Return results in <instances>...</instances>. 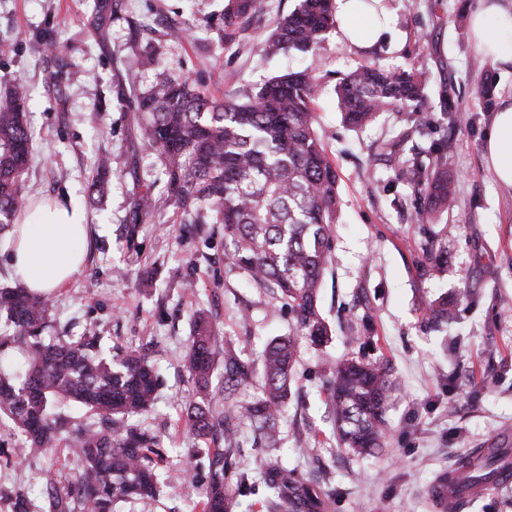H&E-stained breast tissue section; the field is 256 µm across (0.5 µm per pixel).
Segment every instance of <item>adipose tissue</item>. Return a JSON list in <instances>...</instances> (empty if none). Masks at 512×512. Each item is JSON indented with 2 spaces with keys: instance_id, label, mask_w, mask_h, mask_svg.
<instances>
[{
  "instance_id": "obj_1",
  "label": "adipose tissue",
  "mask_w": 512,
  "mask_h": 512,
  "mask_svg": "<svg viewBox=\"0 0 512 512\" xmlns=\"http://www.w3.org/2000/svg\"><path fill=\"white\" fill-rule=\"evenodd\" d=\"M340 21L339 38L369 49L390 24L362 0H334ZM477 52L490 60L512 64V0H478L471 13ZM483 155L496 180L512 185V93L503 96L483 144ZM23 219L11 231L10 265L29 291L49 295L79 271L89 226L81 205L72 197L26 201Z\"/></svg>"
}]
</instances>
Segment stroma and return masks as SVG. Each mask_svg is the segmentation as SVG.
I'll return each instance as SVG.
<instances>
[{
  "label": "stroma",
  "instance_id": "obj_1",
  "mask_svg": "<svg viewBox=\"0 0 512 512\" xmlns=\"http://www.w3.org/2000/svg\"><path fill=\"white\" fill-rule=\"evenodd\" d=\"M221 4L122 0L103 51L89 24L95 0H0V41L13 46L0 56V82L17 78L29 88L32 161L23 193L73 197L86 204L93 227L82 270L51 296L54 324L75 339L100 336L104 349L134 351L157 366L164 381L157 403L129 423L160 437L162 470L192 465L202 478L209 448L224 442L198 438L180 422L196 398L182 367L191 315L211 317L219 339L243 346L251 359L287 334L293 319L227 265L222 225L185 223L167 198L154 152L132 142V114L113 81L132 49L146 60L129 78L141 91L159 68L225 98L307 66L297 54L263 59L255 52L295 0H262L251 26L230 39L211 22ZM475 4L395 0V23L375 47L358 51L331 32L319 57L316 130L338 176L339 222L321 292L333 339L322 348L300 345L277 454L303 474L326 472L336 490L330 512H439L428 495L433 474L512 425V187L495 180L482 154L499 100L512 91V66L480 68L470 28ZM174 23L190 24L188 41H166ZM45 38L67 63L58 87ZM371 60L423 73L428 96L352 128L337 109L334 87ZM440 144L456 206L422 222L423 196L398 173L405 159H427ZM100 154L110 157L112 175L102 203L92 207L88 186ZM137 185L152 186L158 206L131 235L126 216ZM441 251V271L431 274L430 256ZM465 288L467 302L458 298ZM441 295L455 301V317L433 326L424 309ZM346 356L387 361L400 382L386 412L384 451L362 460L339 448L322 388L330 364ZM23 442L10 422L0 423V512H14L20 499L30 512H53L47 480L74 492L78 464L62 444L16 457ZM303 447L310 450L304 457ZM196 501L188 483L165 480L155 499L118 504L117 512H194Z\"/></svg>",
  "mask_w": 512,
  "mask_h": 512
}]
</instances>
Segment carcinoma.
Listing matches in <instances>:
<instances>
[{"label": "carcinoma", "mask_w": 512, "mask_h": 512, "mask_svg": "<svg viewBox=\"0 0 512 512\" xmlns=\"http://www.w3.org/2000/svg\"><path fill=\"white\" fill-rule=\"evenodd\" d=\"M259 0H224L219 14L224 36L251 24ZM120 0H104L92 29L107 45L110 23ZM336 27L332 0H299L279 17L266 38L263 56L300 53L315 60L327 33ZM47 56L61 82L64 58L46 44ZM117 97L134 106L135 138L155 152L168 198L195 224L224 225L228 265L244 271L249 285L288 303L292 333L273 338L255 360L224 342V386H213V343L217 327L204 314L194 318L185 356L189 377L201 392L190 405L184 426L206 438L224 430V447L208 461L206 483L198 490L200 512H238L239 496L251 474L239 468L238 435L247 427L262 448L279 447L281 421L291 396L293 363L300 341L320 346L329 328L320 312V290L330 260L336 224V169L315 129L314 102L320 88L315 67L289 70L258 88H243L230 99H217L187 78L160 71L144 92L117 78ZM343 119L354 126L381 112L425 98V83L412 70L386 69L377 62L360 65L336 86ZM27 93L18 80L0 90V230L15 223L24 205L22 186L31 162L26 122ZM108 158L97 161L90 204L108 185ZM399 176L423 192L418 218L444 214L455 199L448 184L443 153L432 151L426 167L406 168ZM150 190L132 194L126 222L129 232L153 216ZM10 327L0 332V416L22 433L28 454L52 448L67 431L64 408L78 404L102 424L80 428L71 452L84 468L75 479L79 512H114L120 502L156 497L162 459L156 436L130 426L128 417L149 411L157 399L159 375L138 353L106 354L97 336L77 341L44 332L54 328L49 300L21 286L0 287V316ZM427 319H451L448 298L428 303ZM259 384L250 400L241 391ZM332 427L339 445L352 457L374 455L387 438L385 413L398 392V381L382 361L348 358L324 376ZM506 452L474 451L459 457L452 473L437 476L454 498L459 484L496 483ZM256 477L269 490L267 512H328L332 494L309 482L296 467L276 458L262 462Z\"/></svg>", "instance_id": "carcinoma-1"}]
</instances>
